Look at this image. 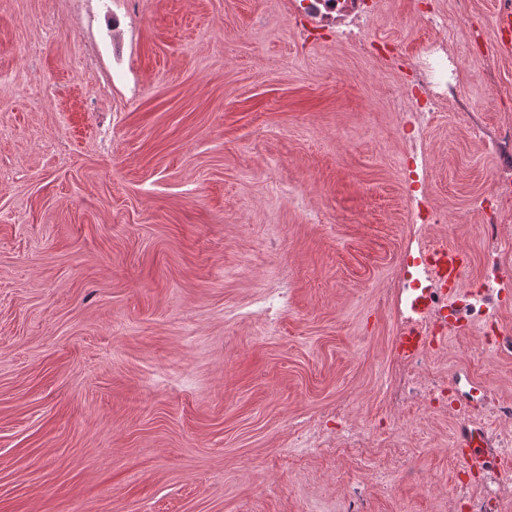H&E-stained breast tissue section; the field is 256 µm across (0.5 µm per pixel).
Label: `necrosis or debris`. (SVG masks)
<instances>
[{"instance_id":"obj_1","label":"necrosis or debris","mask_w":512,"mask_h":512,"mask_svg":"<svg viewBox=\"0 0 512 512\" xmlns=\"http://www.w3.org/2000/svg\"><path fill=\"white\" fill-rule=\"evenodd\" d=\"M294 8L311 19L318 27L335 29L345 39L362 42L369 15L367 0H292ZM425 26L435 32L434 38L420 44L407 62L404 78L397 90L396 99L399 128L405 138V148L412 159L406 169L409 192L405 199L410 233L406 243V258L397 276L390 284L387 298L394 307H401L403 296L415 289H428L432 296L430 313L416 320L415 326L423 335L444 336L449 332L452 318L489 320L488 305L492 299V284L504 278L501 252L505 242V226L498 211L501 199L512 197V163L493 174L489 193L481 202L484 216L477 226L484 241L482 257V283L477 290L462 295H449L431 269L421 263L423 251L421 231L432 225L445 223L446 217L431 205L426 182L428 169L422 164L428 156L424 130L431 116L442 111L449 99L457 97L458 63L448 56V26L463 25L467 21L466 7H459L454 18L440 10L437 0H427L420 12ZM422 359L400 360L398 376L392 388L394 406L402 408L414 400L437 406V396L444 391V382L430 377L415 380L414 373L421 369Z\"/></svg>"}]
</instances>
